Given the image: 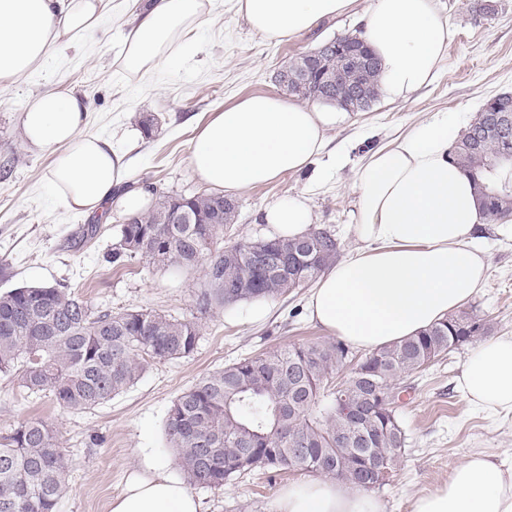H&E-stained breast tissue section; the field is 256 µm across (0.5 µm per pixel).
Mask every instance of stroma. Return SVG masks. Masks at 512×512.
<instances>
[{"mask_svg":"<svg viewBox=\"0 0 512 512\" xmlns=\"http://www.w3.org/2000/svg\"><path fill=\"white\" fill-rule=\"evenodd\" d=\"M438 0L453 30L433 81L405 101L386 96L364 112L349 114L327 134L328 149L347 151L348 164L328 170L321 181L310 173L287 174L237 195L236 223L225 225L222 245L265 238L264 209L284 194L303 196L315 226L335 230L341 257L360 248L352 222L357 202L355 171L367 154L436 112L476 116L491 97L512 93V0ZM128 0H107L101 23L76 43L60 41L53 57L36 72L0 88V293L19 286L67 288L94 306L115 312L153 310L179 319L195 314L201 273H179L136 257L116 265L121 240L117 219L97 224L82 237L92 216L60 206L46 183L51 157L28 148L22 112L38 94L73 88L89 106L87 133L111 138L129 161V179L149 185L155 197L192 196L201 185L187 158L194 128L212 113L244 98L281 94L276 81L283 61L321 43L360 32L356 18L327 20L290 42L272 44L256 36L234 11L231 0H213L198 46L157 72L132 75L115 64L127 22ZM158 124L145 135L142 121ZM477 242L484 250L487 279L472 298L492 335H512V236L498 222L485 223ZM309 289L266 302V315L247 318L248 302L236 315L219 309L203 319L202 335L186 358L154 361L128 390L91 410L69 412L50 395L20 387L15 374L0 373V433L28 417L50 419L72 461L68 491L57 512H109L131 472L155 462L173 476L181 471L169 448L165 420L177 395L202 376L242 358L289 344L327 339L308 314ZM466 349L439 357L407 376L409 396L400 409L408 439L405 451L376 497L385 512H412L417 494L440 487L473 451L512 455V419L492 423L471 411L456 387ZM297 472L270 476L244 473L223 488L197 489L203 512H270L278 490L300 480Z\"/></svg>","mask_w":512,"mask_h":512,"instance_id":"obj_1","label":"stroma"}]
</instances>
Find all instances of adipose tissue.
<instances>
[{"label":"adipose tissue","instance_id":"1","mask_svg":"<svg viewBox=\"0 0 512 512\" xmlns=\"http://www.w3.org/2000/svg\"><path fill=\"white\" fill-rule=\"evenodd\" d=\"M104 0H0V86L38 70L61 39L76 41L100 22ZM119 68L147 74L173 64L188 36L207 21L212 0H134ZM357 0H236L262 39L299 38L318 21L351 14ZM362 39L381 66V87L404 101L429 85L445 56L449 20L436 0H366ZM88 106L75 89L35 97L24 109L28 147L53 157L47 182L58 203L88 215L118 206L134 214L152 198L125 188L127 162L110 138L85 134ZM335 113L277 95H254L199 126L188 157L197 181L234 194L298 172L317 160ZM466 113L437 112L369 153L356 172L355 233L363 248L329 267L309 298L313 321L354 348L374 350L416 335L473 297L486 280L476 246L484 217L468 175L450 150L468 127ZM262 221L293 238L313 222L306 202L284 196ZM457 387L488 418L512 416V336L486 338L466 355ZM110 512H203L183 481L156 465L128 477ZM271 512H384L373 495L337 479L289 483ZM412 512H512V456L469 455L443 488L420 494Z\"/></svg>","mask_w":512,"mask_h":512}]
</instances>
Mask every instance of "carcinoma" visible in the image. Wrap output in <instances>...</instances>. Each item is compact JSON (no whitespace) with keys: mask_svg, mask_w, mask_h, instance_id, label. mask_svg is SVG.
<instances>
[{"mask_svg":"<svg viewBox=\"0 0 512 512\" xmlns=\"http://www.w3.org/2000/svg\"><path fill=\"white\" fill-rule=\"evenodd\" d=\"M312 54L324 72L341 64L336 40ZM380 65L364 77L360 110L379 98ZM298 100L341 104L347 90L329 93L318 80L285 87ZM469 133L451 155L473 181L488 220L512 217V188L487 186V164L512 152V135H491L475 149ZM237 211L224 195L168 196L122 224L112 262L137 256L179 272L202 270L197 315L180 320L155 311L101 310L56 286H21L0 294V373L50 394L60 408L100 406L134 385L154 360L190 356L201 321L226 305L276 300L304 288L336 263L335 231L313 227L294 239L219 245ZM489 335L487 323L461 310L399 343L360 357L343 341L284 346L211 372L184 390L166 418L169 444L188 482L220 488L251 471H297L363 487L365 475L392 470L406 447L397 409L400 380L438 357ZM361 400L360 432L349 433L346 405ZM70 461L56 428L26 419L0 435V512H56L67 489Z\"/></svg>","mask_w":512,"mask_h":512,"instance_id":"cac0c4a2","label":"carcinoma"}]
</instances>
